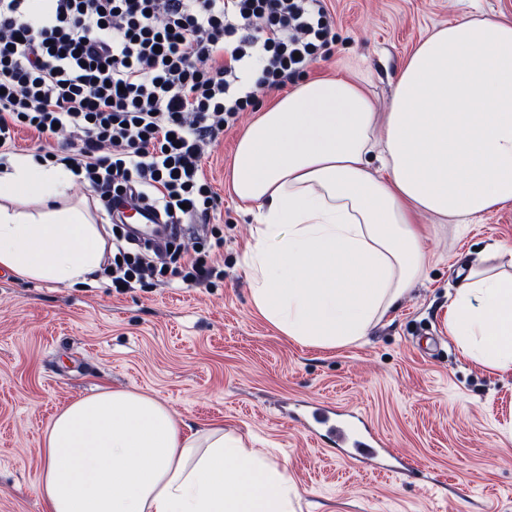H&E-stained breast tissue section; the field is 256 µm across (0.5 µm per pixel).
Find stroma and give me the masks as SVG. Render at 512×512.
<instances>
[{
  "mask_svg": "<svg viewBox=\"0 0 512 512\" xmlns=\"http://www.w3.org/2000/svg\"><path fill=\"white\" fill-rule=\"evenodd\" d=\"M336 36L300 80L362 81L387 111L398 72L448 21L487 13L512 23V0H327ZM254 112L212 147L205 170L222 203L188 224L187 245L223 239L224 276H172L113 291L17 279L0 269V512H45L43 434L54 414L102 389L164 404L192 433L213 427L284 467L295 512H512V368L483 365L448 333V294L479 249L512 243V204L458 230L419 216L425 272L368 336L304 348L253 307L242 256L256 215L237 207L230 173ZM355 413L388 456L355 463L319 446L286 404Z\"/></svg>",
  "mask_w": 512,
  "mask_h": 512,
  "instance_id": "35a3bbf8",
  "label": "stroma"
}]
</instances>
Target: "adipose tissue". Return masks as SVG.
<instances>
[{"label": "adipose tissue", "mask_w": 512, "mask_h": 512, "mask_svg": "<svg viewBox=\"0 0 512 512\" xmlns=\"http://www.w3.org/2000/svg\"><path fill=\"white\" fill-rule=\"evenodd\" d=\"M72 183L28 157L0 173V268L65 286L95 276L105 240ZM231 188L257 209L244 263L256 311L284 336L333 349L366 336L424 272L416 217L460 223L512 203V23L462 18L423 40L378 116L366 89L307 80L245 129ZM44 205L39 216L12 208ZM464 353L512 367V275L474 263L448 302ZM47 512H294L283 468L214 428L188 435L132 390L79 398L44 432Z\"/></svg>", "instance_id": "obj_1"}]
</instances>
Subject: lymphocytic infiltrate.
<instances>
[{
    "label": "lymphocytic infiltrate",
    "mask_w": 512,
    "mask_h": 512,
    "mask_svg": "<svg viewBox=\"0 0 512 512\" xmlns=\"http://www.w3.org/2000/svg\"><path fill=\"white\" fill-rule=\"evenodd\" d=\"M327 0H0V164L20 129L71 145L64 163L118 234L107 271L201 283L217 258L178 243L220 198L211 145L335 36Z\"/></svg>",
    "instance_id": "lymphocytic-infiltrate-1"
}]
</instances>
